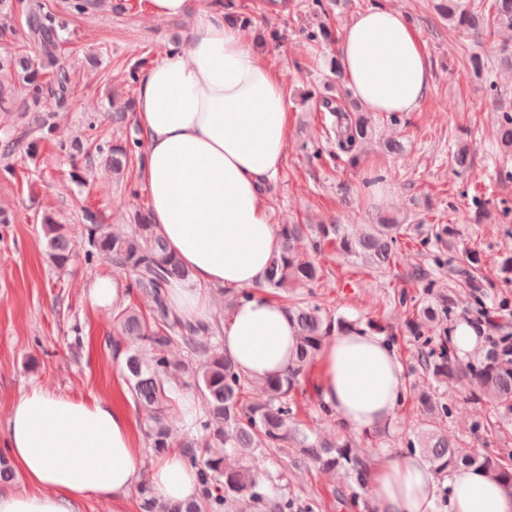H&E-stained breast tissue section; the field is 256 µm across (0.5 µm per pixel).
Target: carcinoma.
Wrapping results in <instances>:
<instances>
[{
	"label": "carcinoma",
	"instance_id": "1",
	"mask_svg": "<svg viewBox=\"0 0 512 512\" xmlns=\"http://www.w3.org/2000/svg\"><path fill=\"white\" fill-rule=\"evenodd\" d=\"M493 8L490 14L463 0H439L437 4V10L452 26L488 37L501 29L512 30V0H495ZM25 24V38L33 55L17 58L1 53L0 75L10 73L22 83L27 108H40L50 101L57 106L73 102V78L58 61L60 32L67 20L30 4ZM322 106L333 116L326 139L351 165H357L372 132V113L349 112L332 105L330 99L323 100ZM496 138L500 147L512 150V115L503 118ZM139 146L137 139L114 144L105 161L120 174ZM84 220L85 262L92 264L104 258L128 272V294L146 303L144 310L134 302L112 310L113 327L120 339L109 336L106 345L115 354L124 355L125 380L145 415L144 434L154 456L173 447L170 417L184 398V390L193 389L198 401L193 430L179 447L197 474L200 496L185 505L170 503L146 485L139 491L140 512H231L235 503L241 504V512H293L294 500L271 475L248 461L237 467L225 464L231 454L276 458L290 448L295 453L294 463H311L321 471L340 475L341 488L350 489L351 498H358L371 477L368 461L350 435L325 439L308 432L297 418L295 394L329 336L363 328L375 332L379 327L373 323L363 327L358 319L336 318L319 304L294 300L287 307L297 329L295 360L282 376L252 380L224 356L216 326L186 321L170 305L171 282L188 279L189 271L157 233L150 211L134 210L125 231L109 230L91 211L85 212ZM42 230L51 264L65 268L72 258L67 228L47 214ZM405 233L402 224H369L357 235L350 234L345 224H282L278 229L281 249L270 260L264 288L279 297L288 293L292 283L307 284L320 278V265L295 247L305 236L315 254L327 244L334 245L341 254L363 259L377 269L393 264ZM480 262V256H470L467 265L454 270V277L469 289L475 310L483 313L487 311L486 285L478 273ZM422 288L406 332L432 382L417 393V407L426 427L408 438L406 447L412 453L420 452L440 474L459 465L477 466L512 493V455L461 446L449 441L441 430V423L453 414L448 401L450 383L468 389L470 400L500 421L512 418V359H504L495 347L468 361L460 358L451 349L448 329L443 327L455 311L453 297L433 279H425ZM173 345L186 349V358L171 359L169 348Z\"/></svg>",
	"mask_w": 512,
	"mask_h": 512
}]
</instances>
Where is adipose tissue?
<instances>
[{"label": "adipose tissue", "instance_id": "ef3b65f1", "mask_svg": "<svg viewBox=\"0 0 512 512\" xmlns=\"http://www.w3.org/2000/svg\"><path fill=\"white\" fill-rule=\"evenodd\" d=\"M148 8L160 19H190L182 52L161 54L143 72L135 116L153 222L190 271L189 280L172 283V306L183 318L208 322V288L249 290L219 324L224 354L252 379L285 373L296 331L284 304L262 291L281 248L265 197L288 142L285 85L221 7L149 0ZM336 50L342 83L366 111L411 112L431 91L424 46L395 9L359 11L342 27ZM320 368L318 397L350 431L369 432L394 418L405 379L383 336H330ZM5 444L28 489L0 492V512H74L82 497L125 512L146 485L171 502L200 495L181 454L144 467L130 415L106 401L30 388L11 406ZM368 494L378 512H433L443 496L448 512H512V494L484 470L461 466L443 480L418 454L388 453Z\"/></svg>", "mask_w": 512, "mask_h": 512}]
</instances>
